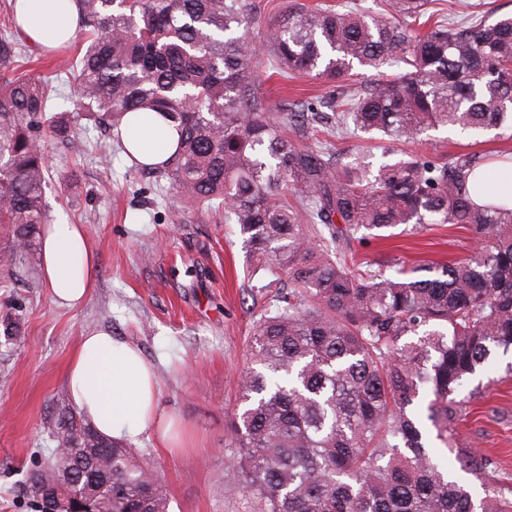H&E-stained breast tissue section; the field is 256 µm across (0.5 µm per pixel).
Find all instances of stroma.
I'll list each match as a JSON object with an SVG mask.
<instances>
[{"mask_svg":"<svg viewBox=\"0 0 512 512\" xmlns=\"http://www.w3.org/2000/svg\"><path fill=\"white\" fill-rule=\"evenodd\" d=\"M257 96L275 110L319 94L314 82H285L266 57L253 60ZM437 153L494 152L505 141L432 132ZM46 213L65 211L84 225L98 270L88 298L58 306L41 276L0 288V306L20 309L23 342L0 335V512H34L24 484L53 449L48 428L66 397L65 371L80 336L111 330L154 363L160 410L172 423L175 448L141 435L137 453L151 458L170 498V512H249L224 491L229 471L225 427L241 411L239 381L252 350L263 303L262 282L248 275L245 250L223 211L206 210L160 189L138 171L117 142L79 119L72 142L50 147ZM360 259H394L408 267L443 265L473 255L479 244L461 228L428 226L383 242H352ZM512 357L466 382L457 431L488 456L491 475L512 491Z\"/></svg>","mask_w":512,"mask_h":512,"instance_id":"35a3bbf8","label":"stroma"}]
</instances>
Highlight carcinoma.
<instances>
[{
  "mask_svg": "<svg viewBox=\"0 0 512 512\" xmlns=\"http://www.w3.org/2000/svg\"><path fill=\"white\" fill-rule=\"evenodd\" d=\"M86 43L56 77L18 74L20 43L0 31V288L30 275L46 223L47 144L74 116L118 130L158 112L178 132L165 161L135 167L196 206L224 210L252 275L268 279L241 376L242 412L227 426L230 496L251 512H512L483 481L491 460L458 446L457 393L512 353V192L479 203L491 157L433 155L428 132H496L512 140V14L449 23L433 0H384L376 14L288 0L259 36L256 0H77ZM333 86V123L311 102L265 112L251 63ZM377 71L360 84L355 66ZM393 72H387L389 68ZM378 135L388 160L340 161L334 136ZM409 149L403 150L401 146ZM453 224L481 243L448 265L361 261L353 241ZM19 309L0 310L21 338ZM481 481L483 496L435 462L428 428ZM65 446L110 448L99 498L128 512H169L154 464L83 423L68 405L49 427Z\"/></svg>",
  "mask_w": 512,
  "mask_h": 512,
  "instance_id": "cac0c4a2",
  "label": "carcinoma"
}]
</instances>
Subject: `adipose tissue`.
Here are the masks:
<instances>
[{
    "label": "adipose tissue",
    "instance_id": "ef3b65f1",
    "mask_svg": "<svg viewBox=\"0 0 512 512\" xmlns=\"http://www.w3.org/2000/svg\"><path fill=\"white\" fill-rule=\"evenodd\" d=\"M17 22L28 43L52 49L67 41L78 24L76 0H16ZM177 138L154 112H133L122 131L127 150L141 162L164 161ZM43 279L56 301L81 303L95 283L97 260L83 225L59 214L42 234ZM67 394L101 434L133 442L144 432L166 442L168 426L159 412V384L140 349L97 330L81 336L65 371Z\"/></svg>",
    "mask_w": 512,
    "mask_h": 512
}]
</instances>
